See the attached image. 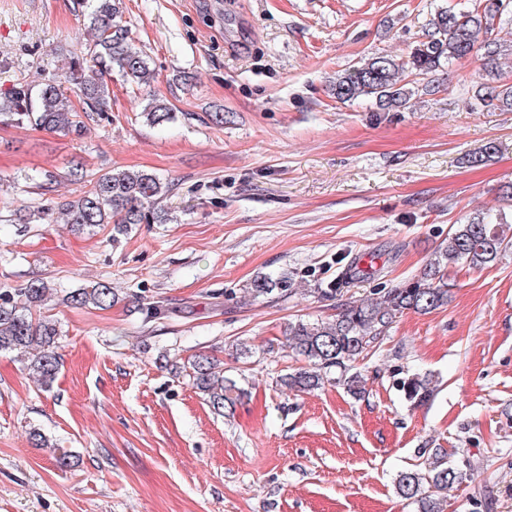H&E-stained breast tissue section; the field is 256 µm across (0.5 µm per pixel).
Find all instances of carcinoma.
I'll return each instance as SVG.
<instances>
[{
    "label": "carcinoma",
    "mask_w": 512,
    "mask_h": 512,
    "mask_svg": "<svg viewBox=\"0 0 512 512\" xmlns=\"http://www.w3.org/2000/svg\"><path fill=\"white\" fill-rule=\"evenodd\" d=\"M84 7L92 34L91 42L73 52L67 61L66 81L76 89L79 104H74L53 83L22 85L0 97V116L18 124L54 131L73 132L84 127V120L103 118L107 112L109 90L106 83L91 74L116 70L136 87L148 83L153 71L148 59L134 47L128 26L122 21L120 0H79ZM507 0H464L459 6L441 7L430 19L427 40L415 45L408 59L392 54H377L336 74L331 92L340 103L372 101L380 112L412 107L415 81L411 77L441 71L450 64L468 59L492 58L498 52L490 38L495 20L509 12ZM491 81L476 86L472 99L482 110L512 111V85ZM143 116L151 125L174 120L171 109L158 99L152 100ZM171 190L169 183L142 170L112 169L89 182V187L73 200L58 204L64 223L79 229L112 225V243L126 234L133 224L163 223L166 217L155 211L156 201ZM506 224L493 223L478 215L448 231V240L439 255L430 260L422 275L407 284L391 288L365 302L348 305L327 320L297 319L288 323L286 344L301 356L308 367L282 378L290 392H311L327 383L344 386L358 397L365 379L354 370L364 352L378 343L396 319L407 311L429 314L448 304L445 270L452 266L485 268L494 264L512 239L505 234ZM376 269H365L361 259L351 260L342 275L328 288L317 292L334 297L343 288ZM287 275L256 278L248 294L253 299L273 292L286 293ZM54 285L37 279L20 288H0V354L17 353L27 358V369L42 388L54 382L59 371V322L50 315L35 314ZM115 294L110 284L96 282L65 293L62 303L76 308L93 306L107 309ZM192 386L205 395L218 414H231L246 396L244 389L223 375L217 360L199 354L188 373ZM405 399L414 406L427 404L437 391V381L430 374L413 373L400 382ZM427 456L425 469L406 470L397 479L398 494L418 512H444L448 490L461 485L474 468L465 450L455 452L456 459L440 450L420 449Z\"/></svg>",
    "instance_id": "cac0c4a2"
}]
</instances>
